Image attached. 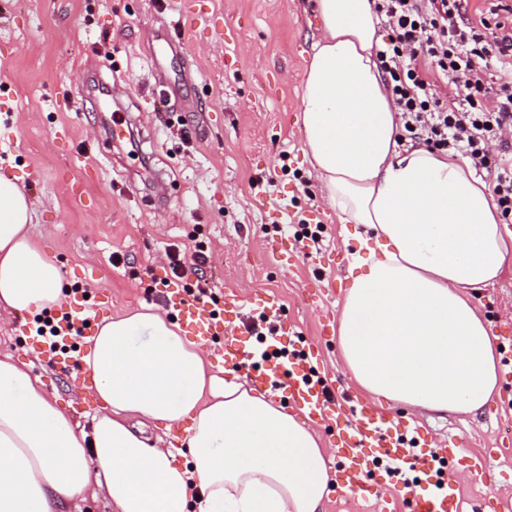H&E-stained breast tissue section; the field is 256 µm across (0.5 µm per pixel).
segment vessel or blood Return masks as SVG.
Wrapping results in <instances>:
<instances>
[{
	"mask_svg": "<svg viewBox=\"0 0 512 512\" xmlns=\"http://www.w3.org/2000/svg\"><path fill=\"white\" fill-rule=\"evenodd\" d=\"M165 290L177 307L188 334L202 339L231 330L233 316L238 315L243 307L237 296H229L225 301L224 317H215L202 301L184 297L179 282L168 281ZM296 346L302 351V358L292 360L285 369L275 364L260 371H252L250 379L253 386L258 389L275 387L277 376L287 373L288 397L297 408L303 410L306 419L312 421L340 417L341 412L331 399L326 385H310L302 381L314 359L310 342L301 339ZM223 357L225 363L240 367L251 361L252 353L246 341L234 338L225 340ZM336 456L339 460V475L346 489L356 496L370 493L369 488L362 486L359 477L370 470L373 458L393 459L419 471L431 467L430 454L420 452L416 456H409L399 438L393 435L391 424L381 415L365 411L361 412L353 427L338 433ZM457 484L458 474L451 471L440 480L432 482L428 488L406 489L409 512H456Z\"/></svg>",
	"mask_w": 512,
	"mask_h": 512,
	"instance_id": "obj_1",
	"label": "vessel or blood"
}]
</instances>
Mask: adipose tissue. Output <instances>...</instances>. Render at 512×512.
<instances>
[{"label":"adipose tissue","mask_w":512,"mask_h":512,"mask_svg":"<svg viewBox=\"0 0 512 512\" xmlns=\"http://www.w3.org/2000/svg\"><path fill=\"white\" fill-rule=\"evenodd\" d=\"M302 75L304 152L341 223L362 226L336 334L373 404L472 414L504 383L472 290L512 272V229L460 153L398 144L374 0H314ZM32 201L0 174V310L63 300L31 240ZM90 432L39 378L0 358V512H60L105 493L113 512H319L333 480L318 432L270 392L223 377L204 340L166 314L104 318L82 357ZM183 428L181 445L147 426Z\"/></svg>","instance_id":"obj_1"}]
</instances>
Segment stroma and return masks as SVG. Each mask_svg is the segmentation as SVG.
Here are the masks:
<instances>
[{
  "instance_id": "35a3bbf8",
  "label": "stroma",
  "mask_w": 512,
  "mask_h": 512,
  "mask_svg": "<svg viewBox=\"0 0 512 512\" xmlns=\"http://www.w3.org/2000/svg\"><path fill=\"white\" fill-rule=\"evenodd\" d=\"M173 24L182 45L151 70L155 30ZM317 34L310 0H0V173L33 203L34 242L60 267L53 317L98 318L144 305L171 311L160 284L166 250L207 258L188 283L245 302L234 333L257 346L256 301L278 299L277 320L318 348L342 417L371 401L342 364L336 303L348 286L349 248L304 155L301 76ZM321 241H298V223ZM473 302L512 352V274ZM28 364L80 430L96 407L36 345L29 314L0 311V357ZM507 399L471 415L387 410L405 443L436 450L456 436L449 465L479 458L490 470L460 479L457 512H512V373ZM322 512H407L398 489L347 495L332 483Z\"/></svg>"
}]
</instances>
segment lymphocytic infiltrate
Listing matches in <instances>:
<instances>
[{"label":"lymphocytic infiltrate","instance_id":"obj_1","mask_svg":"<svg viewBox=\"0 0 512 512\" xmlns=\"http://www.w3.org/2000/svg\"><path fill=\"white\" fill-rule=\"evenodd\" d=\"M375 0L379 68L405 138L462 151L512 221V6L492 0Z\"/></svg>","mask_w":512,"mask_h":512}]
</instances>
